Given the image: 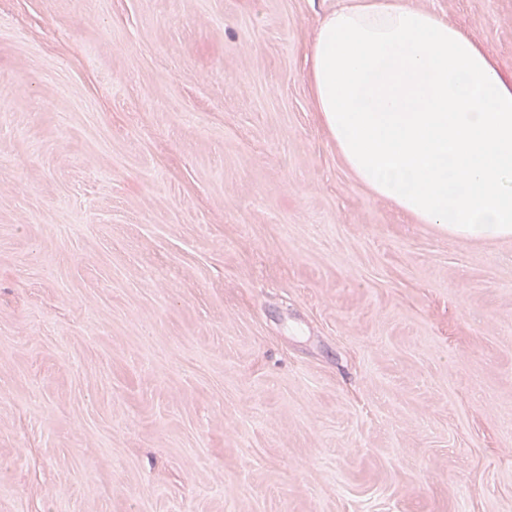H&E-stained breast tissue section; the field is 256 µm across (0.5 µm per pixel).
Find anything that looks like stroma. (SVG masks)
Here are the masks:
<instances>
[{
    "label": "stroma",
    "mask_w": 512,
    "mask_h": 512,
    "mask_svg": "<svg viewBox=\"0 0 512 512\" xmlns=\"http://www.w3.org/2000/svg\"><path fill=\"white\" fill-rule=\"evenodd\" d=\"M338 3L0 0V512H512V239L346 168Z\"/></svg>",
    "instance_id": "35a3bbf8"
}]
</instances>
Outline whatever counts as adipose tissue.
<instances>
[{
    "label": "adipose tissue",
    "mask_w": 512,
    "mask_h": 512,
    "mask_svg": "<svg viewBox=\"0 0 512 512\" xmlns=\"http://www.w3.org/2000/svg\"><path fill=\"white\" fill-rule=\"evenodd\" d=\"M317 121L355 179L420 224L512 237V76L413 0H342L307 55Z\"/></svg>",
    "instance_id": "obj_1"
}]
</instances>
